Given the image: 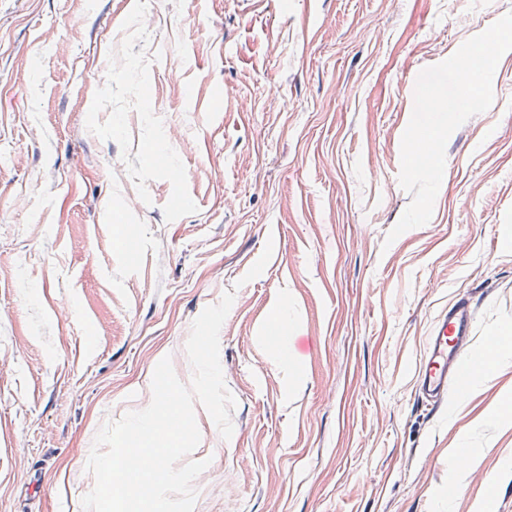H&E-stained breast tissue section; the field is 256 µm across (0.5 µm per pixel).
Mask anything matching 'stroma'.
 <instances>
[{
  "label": "stroma",
  "instance_id": "stroma-1",
  "mask_svg": "<svg viewBox=\"0 0 512 512\" xmlns=\"http://www.w3.org/2000/svg\"><path fill=\"white\" fill-rule=\"evenodd\" d=\"M511 11L0 0V512H84L97 432L163 357L190 384L228 291L234 430L196 406L194 512H512V51L431 220L385 241L419 72ZM461 300L475 375L430 410L417 371Z\"/></svg>",
  "mask_w": 512,
  "mask_h": 512
}]
</instances>
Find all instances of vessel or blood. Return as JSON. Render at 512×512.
Listing matches in <instances>:
<instances>
[{
    "label": "vessel or blood",
    "mask_w": 512,
    "mask_h": 512,
    "mask_svg": "<svg viewBox=\"0 0 512 512\" xmlns=\"http://www.w3.org/2000/svg\"><path fill=\"white\" fill-rule=\"evenodd\" d=\"M474 308L460 302L443 312L428 341L418 389L422 399L432 405L441 404L449 384L465 387L464 353L471 343Z\"/></svg>",
    "instance_id": "b4317fda"
}]
</instances>
